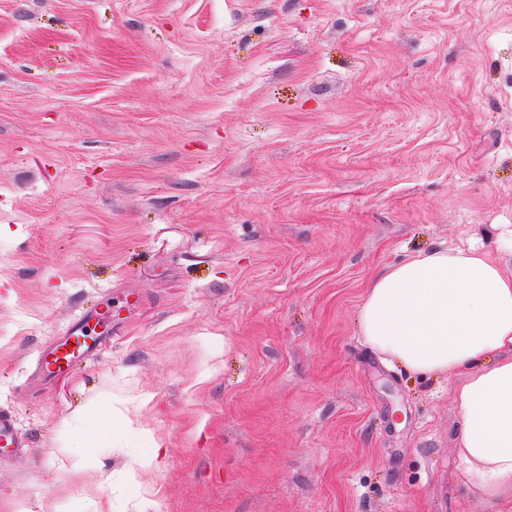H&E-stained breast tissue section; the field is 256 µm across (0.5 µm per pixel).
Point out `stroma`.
Instances as JSON below:
<instances>
[{
  "label": "stroma",
  "instance_id": "stroma-1",
  "mask_svg": "<svg viewBox=\"0 0 512 512\" xmlns=\"http://www.w3.org/2000/svg\"><path fill=\"white\" fill-rule=\"evenodd\" d=\"M510 229L512 0H0V512H512L358 327ZM76 316L67 330V338L55 344L41 358V369L47 374L65 372L77 360L89 355L94 347L93 333L89 331L88 322Z\"/></svg>",
  "mask_w": 512,
  "mask_h": 512
}]
</instances>
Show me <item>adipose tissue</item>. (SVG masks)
I'll return each mask as SVG.
<instances>
[{
  "label": "adipose tissue",
  "instance_id": "1",
  "mask_svg": "<svg viewBox=\"0 0 512 512\" xmlns=\"http://www.w3.org/2000/svg\"><path fill=\"white\" fill-rule=\"evenodd\" d=\"M358 326L408 373L461 376L464 479L488 500L512 497V275L472 249L420 253L372 280Z\"/></svg>",
  "mask_w": 512,
  "mask_h": 512
}]
</instances>
